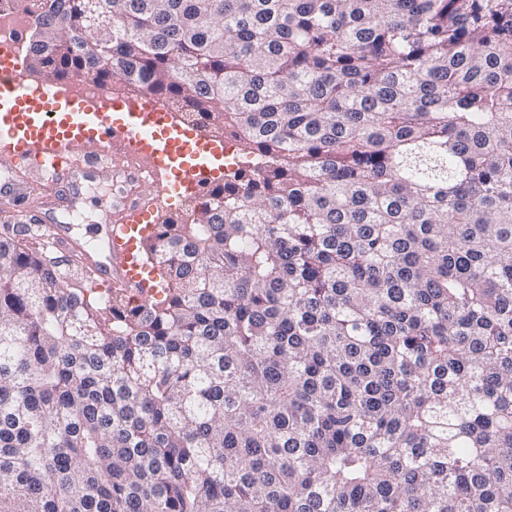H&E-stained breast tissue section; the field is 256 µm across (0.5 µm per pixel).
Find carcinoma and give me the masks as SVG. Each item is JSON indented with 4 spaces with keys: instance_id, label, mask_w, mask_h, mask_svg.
Returning a JSON list of instances; mask_svg holds the SVG:
<instances>
[{
    "instance_id": "obj_1",
    "label": "carcinoma",
    "mask_w": 512,
    "mask_h": 512,
    "mask_svg": "<svg viewBox=\"0 0 512 512\" xmlns=\"http://www.w3.org/2000/svg\"><path fill=\"white\" fill-rule=\"evenodd\" d=\"M28 50L250 161L161 299L0 236V512H512V0H43Z\"/></svg>"
}]
</instances>
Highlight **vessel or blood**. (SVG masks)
I'll return each instance as SVG.
<instances>
[{"label": "vessel or blood", "mask_w": 512, "mask_h": 512, "mask_svg": "<svg viewBox=\"0 0 512 512\" xmlns=\"http://www.w3.org/2000/svg\"><path fill=\"white\" fill-rule=\"evenodd\" d=\"M82 83V76L74 75L35 96L18 66L0 62V165L11 166L19 155L35 157L43 165L45 197L59 203L81 181L116 168L127 190L114 205L108 256L98 273L114 287L145 299L153 287L141 272L137 242L149 211L135 185L151 182L162 189L174 177L185 187L199 188L213 177L208 162L222 157L224 145L206 133L182 129L160 98L123 100L104 91L88 97L79 90ZM0 205L13 209L19 223L46 221L20 181L0 186Z\"/></svg>", "instance_id": "vessel-or-blood-1"}]
</instances>
